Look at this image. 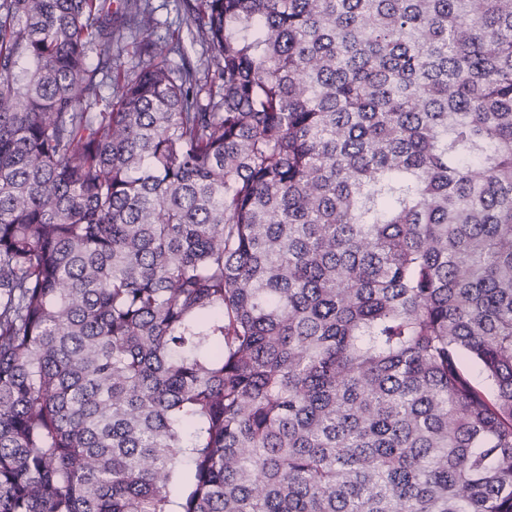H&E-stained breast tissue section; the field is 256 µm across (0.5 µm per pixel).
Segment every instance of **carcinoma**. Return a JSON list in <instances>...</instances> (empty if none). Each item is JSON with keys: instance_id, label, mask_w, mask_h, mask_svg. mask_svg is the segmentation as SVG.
Listing matches in <instances>:
<instances>
[{"instance_id": "cac0c4a2", "label": "carcinoma", "mask_w": 512, "mask_h": 512, "mask_svg": "<svg viewBox=\"0 0 512 512\" xmlns=\"http://www.w3.org/2000/svg\"><path fill=\"white\" fill-rule=\"evenodd\" d=\"M178 11L0 0V512H512V0ZM176 0H151L152 6L155 7V16L159 20L160 25L156 29V37H168L172 31L179 26V14L177 10Z\"/></svg>"}]
</instances>
